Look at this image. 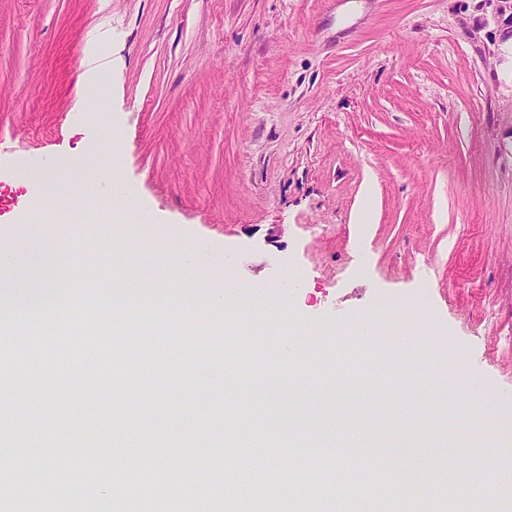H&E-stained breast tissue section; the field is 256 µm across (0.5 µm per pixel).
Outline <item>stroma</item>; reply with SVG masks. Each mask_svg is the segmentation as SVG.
<instances>
[{"label":"stroma","mask_w":512,"mask_h":512,"mask_svg":"<svg viewBox=\"0 0 512 512\" xmlns=\"http://www.w3.org/2000/svg\"><path fill=\"white\" fill-rule=\"evenodd\" d=\"M120 60L107 104L84 89L85 44ZM121 129L119 166L90 151ZM89 192L55 219L69 262L40 309L44 373L100 348L102 386L32 393L18 443L47 480L88 476L67 512H127L130 472L221 466L287 446L316 480L399 437L395 465L459 460L512 494V464L473 454L512 416V10L502 0H0V229L22 225L42 176ZM141 205L112 224V183ZM192 255H182L183 245ZM111 286L78 300L80 275ZM228 288L211 307L195 287ZM122 303L126 313L114 320ZM409 307L395 312V303ZM416 348L398 345L407 316ZM372 328L386 388L359 395L348 367ZM286 379L273 399L234 368L238 351ZM453 358L479 396L448 389ZM411 424H398L410 392ZM248 414L246 443L226 409ZM163 441L165 453L154 450Z\"/></svg>","instance_id":"35a3bbf8"}]
</instances>
